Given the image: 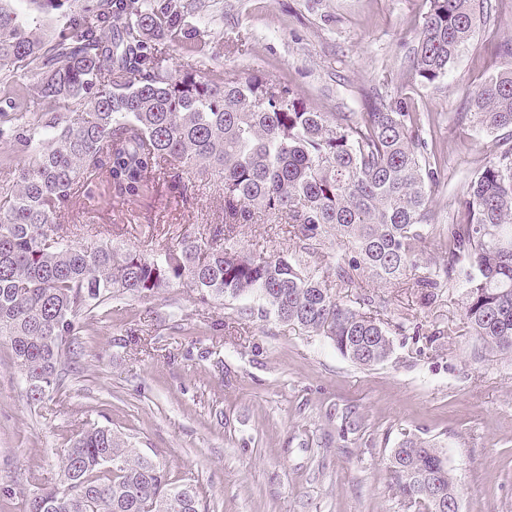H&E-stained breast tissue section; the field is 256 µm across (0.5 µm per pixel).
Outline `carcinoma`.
<instances>
[{"label": "carcinoma", "mask_w": 512, "mask_h": 512, "mask_svg": "<svg viewBox=\"0 0 512 512\" xmlns=\"http://www.w3.org/2000/svg\"><path fill=\"white\" fill-rule=\"evenodd\" d=\"M484 0H429L413 47L412 79L435 84L467 49ZM200 0H0V143L28 154L0 161V340L10 342L34 404L59 389L80 321L115 294L150 298L187 283L206 302L253 297L274 318L331 340L360 366L387 360L393 340L373 314L343 303L304 252L247 251L233 230L270 215L288 234L347 243L336 277L394 283L416 273L432 301L464 291V317L487 348L512 355V147L488 162L458 198L446 260L421 267L433 239L437 166L414 99L375 93L365 112H322L286 83L235 70L203 72L190 42ZM48 33H43L44 26ZM196 57L175 67L153 39ZM501 70L470 90L468 109L491 131L512 130V43ZM38 98H27V83ZM59 105L30 119L38 101ZM208 171L223 187L224 227L205 243L185 234L147 254L110 240L64 243L61 225L101 183L123 201L149 181L183 194L184 177ZM440 451L406 440L391 480L416 512L455 491ZM27 512H205L192 485L170 482L158 459L108 426L81 427L58 480Z\"/></svg>", "instance_id": "cac0c4a2"}]
</instances>
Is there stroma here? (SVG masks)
<instances>
[{"instance_id": "stroma-1", "label": "stroma", "mask_w": 512, "mask_h": 512, "mask_svg": "<svg viewBox=\"0 0 512 512\" xmlns=\"http://www.w3.org/2000/svg\"><path fill=\"white\" fill-rule=\"evenodd\" d=\"M476 35L443 81L415 85L410 56L428 0H202L201 38L212 66L290 84L324 112H360L364 94H408L424 138L444 159L433 221L452 223L456 198L502 149L472 122L464 97L495 75V45L512 39V0ZM220 182L189 178L188 200L164 185L101 204L94 222L64 225L78 244L97 238L145 253L184 232L208 236L223 216ZM244 249L299 243L264 216L237 228ZM337 240L308 261L347 304L368 301L394 351L372 367L327 338L284 325L246 297L201 303L189 285L144 299L118 295L82 323V351L42 403L0 341V512H26L56 481L76 425L112 427L158 456L174 484L196 487L208 512H408L391 486V455L407 439L436 443L460 512H512V357L486 349L464 320L460 289L425 302L413 278L336 284Z\"/></svg>"}]
</instances>
